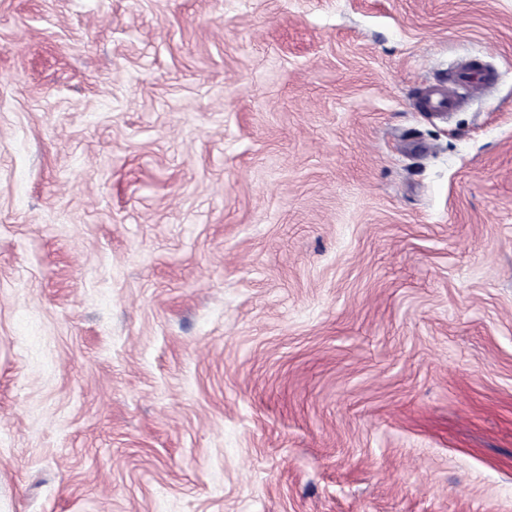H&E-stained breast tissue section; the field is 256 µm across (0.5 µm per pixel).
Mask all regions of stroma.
<instances>
[{
    "instance_id": "obj_1",
    "label": "stroma",
    "mask_w": 512,
    "mask_h": 512,
    "mask_svg": "<svg viewBox=\"0 0 512 512\" xmlns=\"http://www.w3.org/2000/svg\"><path fill=\"white\" fill-rule=\"evenodd\" d=\"M0 512H512V0H0Z\"/></svg>"
}]
</instances>
